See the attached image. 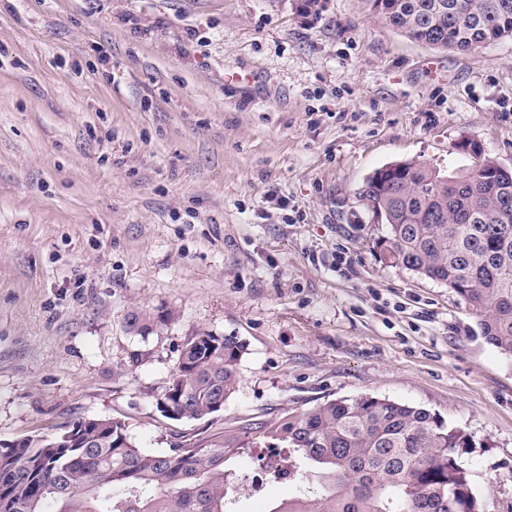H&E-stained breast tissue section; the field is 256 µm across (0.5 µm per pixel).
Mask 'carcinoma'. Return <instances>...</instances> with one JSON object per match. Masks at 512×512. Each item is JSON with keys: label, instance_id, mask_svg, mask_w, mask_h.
Returning <instances> with one entry per match:
<instances>
[{"label": "carcinoma", "instance_id": "obj_1", "mask_svg": "<svg viewBox=\"0 0 512 512\" xmlns=\"http://www.w3.org/2000/svg\"><path fill=\"white\" fill-rule=\"evenodd\" d=\"M408 39L461 52L512 39V0H367ZM472 165L445 172L416 160L388 164L357 189L385 221V262L450 288L481 334L512 357V170L469 141ZM154 318L130 315L143 337ZM246 345L196 330L185 337L158 407L182 419L219 411L236 391ZM263 438L286 462L268 470L294 493L266 512H485L460 456L461 428L427 408L362 394L246 424L167 453L137 447L122 422L84 418L51 435L0 443V512H234L245 481L227 462Z\"/></svg>", "mask_w": 512, "mask_h": 512}]
</instances>
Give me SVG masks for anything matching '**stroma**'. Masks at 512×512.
Instances as JSON below:
<instances>
[{
	"label": "stroma",
	"instance_id": "35a3bbf8",
	"mask_svg": "<svg viewBox=\"0 0 512 512\" xmlns=\"http://www.w3.org/2000/svg\"><path fill=\"white\" fill-rule=\"evenodd\" d=\"M0 0V442L85 417L163 453L362 394L462 428L512 512V358L447 286L387 266L376 169L512 168V40L405 38L363 0ZM165 316L149 335L132 312ZM196 329L247 346L198 420L158 401Z\"/></svg>",
	"mask_w": 512,
	"mask_h": 512
}]
</instances>
